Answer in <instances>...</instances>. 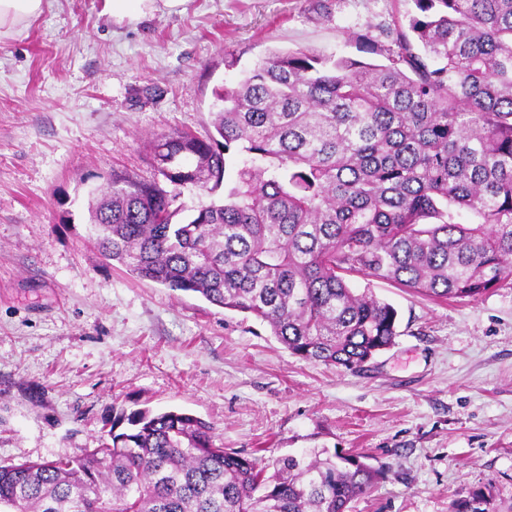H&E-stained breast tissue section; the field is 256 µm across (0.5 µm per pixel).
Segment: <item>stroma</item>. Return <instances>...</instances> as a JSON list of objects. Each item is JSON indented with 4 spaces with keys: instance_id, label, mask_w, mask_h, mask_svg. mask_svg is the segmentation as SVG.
Listing matches in <instances>:
<instances>
[{
    "instance_id": "1",
    "label": "stroma",
    "mask_w": 512,
    "mask_h": 512,
    "mask_svg": "<svg viewBox=\"0 0 512 512\" xmlns=\"http://www.w3.org/2000/svg\"><path fill=\"white\" fill-rule=\"evenodd\" d=\"M103 0H45L0 38V466L98 447L114 415L181 410L265 461L363 452L386 473L353 512H448L489 487L512 506V288L432 300L358 274L399 314L352 373L269 328L106 262L88 192L153 177L161 131L206 135L213 92L275 51L357 57L353 32L412 0H185L115 24ZM236 67H229V60Z\"/></svg>"
}]
</instances>
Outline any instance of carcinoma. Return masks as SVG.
I'll return each instance as SVG.
<instances>
[{
  "label": "carcinoma",
  "instance_id": "obj_1",
  "mask_svg": "<svg viewBox=\"0 0 512 512\" xmlns=\"http://www.w3.org/2000/svg\"><path fill=\"white\" fill-rule=\"evenodd\" d=\"M349 56L274 53L214 91V131L156 135L153 179L91 190L107 260L267 324L290 354L356 371L398 311L350 274L435 299L512 285V0H412ZM224 188L188 220L179 189ZM469 215L466 224L457 221ZM191 414L114 417L81 457L0 466V512H350L385 477L365 453L261 465ZM479 488L450 512H493Z\"/></svg>",
  "mask_w": 512,
  "mask_h": 512
}]
</instances>
